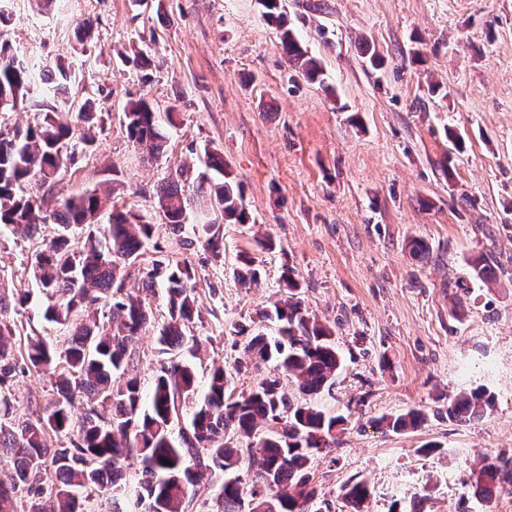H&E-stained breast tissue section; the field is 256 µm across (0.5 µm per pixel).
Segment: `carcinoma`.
<instances>
[{
	"instance_id": "carcinoma-1",
	"label": "carcinoma",
	"mask_w": 512,
	"mask_h": 512,
	"mask_svg": "<svg viewBox=\"0 0 512 512\" xmlns=\"http://www.w3.org/2000/svg\"><path fill=\"white\" fill-rule=\"evenodd\" d=\"M263 19L280 33L288 63L311 83L324 85L323 69L296 38L282 10V0H259ZM54 93L66 90L67 68L61 63L43 70ZM31 68L0 46V112H12L33 89ZM95 119L92 108H79L75 121L62 122L55 112L24 129L0 130V226L39 236L37 221L53 220L63 230L89 228L74 247L67 235L43 244L35 254V277L50 303L45 317L62 326L68 346L58 352L44 338H33L26 351L15 352L0 328V391L24 365L37 372L56 373V398L48 414L34 420L11 416L7 395L0 394V463L10 466L0 481V512H18L17 500L27 499L26 512H89L98 492L112 491L114 512H122L119 496L124 470L134 458L140 472L136 505L152 500L153 512H193L191 486L216 472L223 480L214 489L209 512H249L248 503L267 504L265 512H332L319 496L312 477L316 459L336 445L346 422L313 400L330 393L342 366L332 326L312 316L299 297L295 271L284 268L286 296L271 310L259 313L254 331L236 325L230 335L243 337L245 363L235 371L257 370L270 360L280 375L266 376L247 393L232 394V373L224 365L212 368L208 391L189 417L183 407L196 394V374L181 358L184 350L199 348L185 329L194 319L196 298L191 266L183 261L157 259L144 273L145 297L124 291L123 269L133 265L152 239L154 225L130 211H113L98 225L102 199L95 193L63 198L49 215H40L41 200L24 194L32 178L52 186L62 172L93 146L84 125ZM127 137L151 158L159 157L166 136L161 117L143 99L124 110ZM207 168L221 176L209 187L212 207L228 223L251 220L241 184L231 177L224 156L206 153ZM157 203L167 229L184 234L186 204L179 180L162 184ZM214 225H202L198 239L214 253L220 251ZM237 279L252 285L261 276L257 258L245 255L235 270ZM164 288L168 316L156 336L166 356L156 375L148 404L131 366L136 344L149 321L145 298ZM294 386L290 395L284 382ZM493 403L483 390L448 400V419L466 423L482 416ZM82 421L70 447L57 448L54 439L71 434L75 406ZM425 415L409 410L386 416L378 423L396 433L419 427ZM251 467L241 471V461ZM474 492L491 500L493 491L512 493V457L487 458L471 469ZM346 512H363L371 497L364 480L342 489Z\"/></svg>"
}]
</instances>
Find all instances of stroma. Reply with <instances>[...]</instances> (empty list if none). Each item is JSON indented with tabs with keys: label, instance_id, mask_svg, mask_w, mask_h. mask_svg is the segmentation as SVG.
I'll return each instance as SVG.
<instances>
[{
	"label": "stroma",
	"instance_id": "obj_1",
	"mask_svg": "<svg viewBox=\"0 0 512 512\" xmlns=\"http://www.w3.org/2000/svg\"><path fill=\"white\" fill-rule=\"evenodd\" d=\"M309 2L283 5L322 63L321 86L289 68L258 0H0L8 12L0 44L17 59L71 71L67 94L31 92L16 111L0 112V127L33 124L44 107L64 121L86 102L101 112L91 152L54 187L33 180L26 191L52 207L106 189L116 209L155 224L126 288L137 291L154 260L191 265L199 387L215 363L233 370L239 393L273 374L271 363L259 374L235 372L245 355L229 331L271 308L284 293L283 266L295 270L304 306L333 326L344 356L331 393L317 399L348 419L334 455L314 466L335 508L345 484L364 480L368 512H387L395 499L406 512H512V493L482 504L470 483L474 461L512 456V0H323L317 11ZM362 38L382 69L365 65ZM134 47L149 49L150 76L135 66ZM433 82L441 92H430ZM139 98L173 115L163 127L167 151L152 161L123 129L127 103ZM449 128L463 136V151H454ZM209 151L242 184L252 223H216L197 189ZM180 171L188 221L214 224L220 253L198 241L183 246L166 229L157 190ZM60 232L50 221L34 239L0 226V293L30 294L6 316L15 350L34 336L66 347L62 327L44 316L33 270L38 246ZM416 238L429 246L425 258L409 251ZM264 239L274 251L258 250ZM243 253L262 268L249 289L234 274ZM489 254L498 265L483 281L471 265ZM148 303L135 360L145 391L160 367L155 334L167 316L163 295ZM55 381L17 372L14 416L46 410ZM476 388L493 394L492 408L449 421V397ZM410 409L426 415L416 431L374 424ZM428 444L439 453L422 455Z\"/></svg>",
	"mask_w": 512,
	"mask_h": 512
}]
</instances>
